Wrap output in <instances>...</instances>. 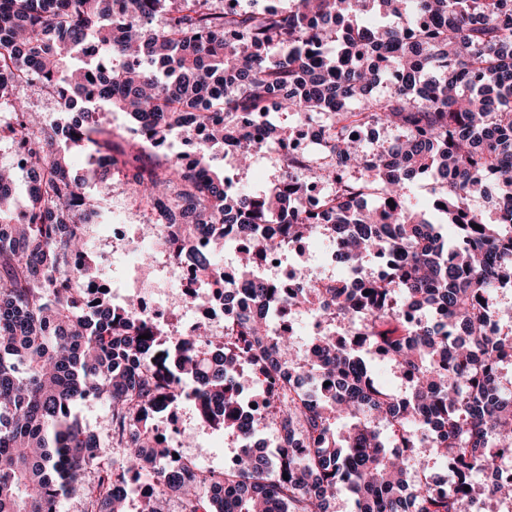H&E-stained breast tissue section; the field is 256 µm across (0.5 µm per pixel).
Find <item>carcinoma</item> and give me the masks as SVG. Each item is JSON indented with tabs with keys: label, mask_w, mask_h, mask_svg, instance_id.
Wrapping results in <instances>:
<instances>
[{
	"label": "carcinoma",
	"mask_w": 512,
	"mask_h": 512,
	"mask_svg": "<svg viewBox=\"0 0 512 512\" xmlns=\"http://www.w3.org/2000/svg\"><path fill=\"white\" fill-rule=\"evenodd\" d=\"M0 0V100L19 84L49 85L62 111L108 106L133 121L137 148L112 140L96 113L83 109L68 139L21 101L9 120L26 170V221L17 210L13 169L0 168V512H127V491L150 486L138 512H473L472 472L512 454V306L496 291L512 288V0H290L286 10L223 9L214 0ZM408 17L407 26L362 24L370 12ZM320 126L330 158L320 178L291 157L283 132L239 120L270 107ZM400 131L371 153L351 136L360 124ZM204 132L200 157L148 162L142 156L176 131ZM282 139L281 177L262 192L229 193L211 165L231 146L247 165L262 141ZM89 156L98 195L70 176V152ZM503 182L492 210L482 180ZM442 178L436 223L403 192L420 178ZM185 226L171 234L177 257L198 231L238 224L248 240L247 274L284 239L324 234L349 263L362 256L391 265L388 279L353 290L331 279L325 315L367 322L365 342L407 382L384 390L363 354L311 336L272 335L261 318L228 327L224 348L203 351L208 329L176 339L140 318L136 303L91 306L76 289L96 270L85 224L102 218L99 196L111 180ZM328 187L318 216L301 200ZM393 204H387V200ZM254 224L279 231L251 233ZM479 229H474V226ZM224 240L195 251L202 270L217 264ZM83 256V263L74 258ZM296 288L256 281L264 302H308ZM249 362L278 386L250 408L237 383ZM330 385H324V382ZM193 401L212 430L242 439L237 463L222 476L202 467L167 474L174 448L156 418ZM102 403L107 424L92 428L77 413ZM352 421L336 439L335 421ZM433 457L456 480L436 493L412 463ZM492 474L480 496L512 501V482Z\"/></svg>",
	"instance_id": "cac0c4a2"
}]
</instances>
